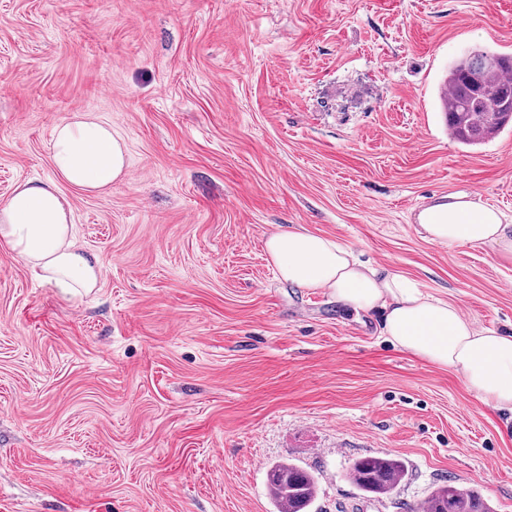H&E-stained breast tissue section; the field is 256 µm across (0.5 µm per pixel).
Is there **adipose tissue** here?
Here are the masks:
<instances>
[{"label": "adipose tissue", "instance_id": "1", "mask_svg": "<svg viewBox=\"0 0 512 512\" xmlns=\"http://www.w3.org/2000/svg\"><path fill=\"white\" fill-rule=\"evenodd\" d=\"M54 178L18 183L0 203V246L14 252L42 279L66 293L91 291L100 271L74 242L73 211L60 183L100 194L121 179L126 147L110 125L85 112L55 124ZM416 222L443 246L482 247L512 238L501 212L471 196L451 194L424 207ZM279 277L301 288L326 289L356 313L381 316V334L438 366L452 367L486 405L512 413V336L476 327L459 308L433 297L407 276L358 261L335 241L304 229L265 241Z\"/></svg>", "mask_w": 512, "mask_h": 512}]
</instances>
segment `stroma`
Returning a JSON list of instances; mask_svg holds the SVG:
<instances>
[{
    "label": "stroma",
    "mask_w": 512,
    "mask_h": 512,
    "mask_svg": "<svg viewBox=\"0 0 512 512\" xmlns=\"http://www.w3.org/2000/svg\"><path fill=\"white\" fill-rule=\"evenodd\" d=\"M512 56V0H0V201L54 170V125L108 123L127 174L63 185L98 288L65 296L0 247V512H406L437 485L512 512V420L378 314L281 280L301 227L512 334V255L424 238L416 210L479 194L512 224V124L476 147L439 99L471 48ZM395 455L364 496L348 468ZM405 476L404 461L391 455L362 457L355 460L348 471L350 481L366 495L389 494ZM267 488L277 512H310L318 492L315 476L290 462H275L267 471Z\"/></svg>",
    "instance_id": "obj_1"
}]
</instances>
